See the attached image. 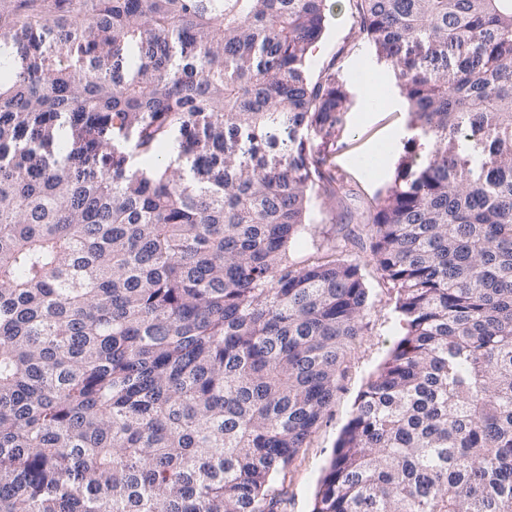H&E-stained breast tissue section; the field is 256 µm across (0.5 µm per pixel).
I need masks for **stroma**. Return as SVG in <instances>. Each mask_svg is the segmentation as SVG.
Here are the masks:
<instances>
[{
    "label": "stroma",
    "instance_id": "35a3bbf8",
    "mask_svg": "<svg viewBox=\"0 0 512 512\" xmlns=\"http://www.w3.org/2000/svg\"><path fill=\"white\" fill-rule=\"evenodd\" d=\"M329 5L326 29L308 59L307 74L315 80L334 73L350 93L345 129L323 154L328 169L348 184L353 197L343 224L332 222L334 209L324 199H313L314 222L291 245L289 255L321 257L332 253L343 236H354L356 242L344 257L360 268L369 291V309L362 335L346 352L333 400L286 474L273 485L279 499L277 512H311L336 439L351 418L359 393L400 333L395 293L368 248V230L377 198L394 176L400 146L412 135L407 105L390 67L355 30L351 0H329Z\"/></svg>",
    "mask_w": 512,
    "mask_h": 512
}]
</instances>
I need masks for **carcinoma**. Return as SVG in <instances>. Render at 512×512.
<instances>
[{"mask_svg":"<svg viewBox=\"0 0 512 512\" xmlns=\"http://www.w3.org/2000/svg\"><path fill=\"white\" fill-rule=\"evenodd\" d=\"M355 2L420 139L369 224L402 333L311 512H509L512 0ZM326 10L0 0V512H277L369 306L288 257L352 196L303 135L349 108Z\"/></svg>","mask_w":512,"mask_h":512,"instance_id":"obj_1","label":"carcinoma"}]
</instances>
